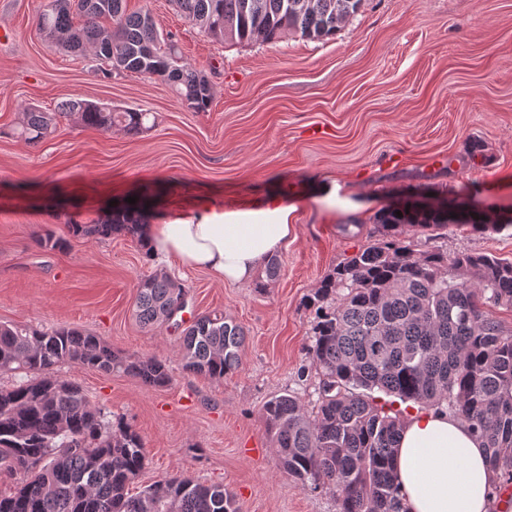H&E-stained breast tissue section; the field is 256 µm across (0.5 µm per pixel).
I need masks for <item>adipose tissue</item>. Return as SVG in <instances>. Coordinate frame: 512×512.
<instances>
[{
    "label": "adipose tissue",
    "mask_w": 512,
    "mask_h": 512,
    "mask_svg": "<svg viewBox=\"0 0 512 512\" xmlns=\"http://www.w3.org/2000/svg\"><path fill=\"white\" fill-rule=\"evenodd\" d=\"M292 207L271 197L259 208L218 211L145 225L152 258L250 282L290 236ZM403 512H490L493 474L468 424L434 411L408 413L394 459Z\"/></svg>",
    "instance_id": "ef3b65f1"
}]
</instances>
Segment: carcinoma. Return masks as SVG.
I'll return each instance as SVG.
<instances>
[{
  "label": "carcinoma",
  "instance_id": "cac0c4a2",
  "mask_svg": "<svg viewBox=\"0 0 512 512\" xmlns=\"http://www.w3.org/2000/svg\"><path fill=\"white\" fill-rule=\"evenodd\" d=\"M177 11L218 41L275 43L289 34L334 37L364 0H171ZM37 31L64 52H93L101 71L134 73L167 83L193 112L212 102L206 76L187 63L169 33L126 0H47ZM150 113L72 97L49 112L23 110L17 138L35 145L62 118L102 132L131 136L148 130ZM141 196L105 220L72 221L75 237L129 235L146 242ZM377 233L305 298L314 310L308 355L320 375L316 398L295 393L263 406L270 447L301 486L325 488L336 512H402L391 462L401 430L398 414L378 390L466 423L487 448L497 496L512 487V329L494 310L512 308V261L448 252L430 245L449 224L481 232L488 218L462 212L384 209ZM185 289L164 272L139 281L135 315L159 325L184 306ZM245 332L222 314H204L184 330L185 370L222 379L241 365ZM70 363L122 372L150 387L169 380L155 358L123 356L99 337L75 328L51 332L0 323V373L27 380L0 388V474L15 484L0 494V512H239L232 492L190 478H162L137 495L129 486L145 465L139 433L111 421L82 387L54 374Z\"/></svg>",
  "mask_w": 512,
  "mask_h": 512
}]
</instances>
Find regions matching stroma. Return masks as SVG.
Returning <instances> with one entry per match:
<instances>
[{"label":"stroma","instance_id":"1","mask_svg":"<svg viewBox=\"0 0 512 512\" xmlns=\"http://www.w3.org/2000/svg\"><path fill=\"white\" fill-rule=\"evenodd\" d=\"M44 0H0V323L77 328L133 358L166 363L171 381L149 387L123 374L63 364L93 406L140 434L146 465L133 491L183 475L221 485L240 512H336L325 489L284 473L270 446L264 404L313 394L304 299L366 244L375 214L408 204L459 205L492 229L452 224L448 253L512 259V0H365L335 38L290 35L274 44L213 40L171 0H127L175 34L186 61L212 85L208 111H189L165 82L106 75L35 28ZM152 112L140 136L61 120L37 145L13 137L27 106L67 98ZM481 156H473L474 146ZM149 188V223L280 197L294 231L265 289L149 260L131 238H69L68 224L104 215L110 201ZM65 237L50 250L39 235ZM176 278L186 305L143 327L136 285L156 270ZM221 311L241 325V365L224 379L182 366V329Z\"/></svg>","mask_w":512,"mask_h":512}]
</instances>
